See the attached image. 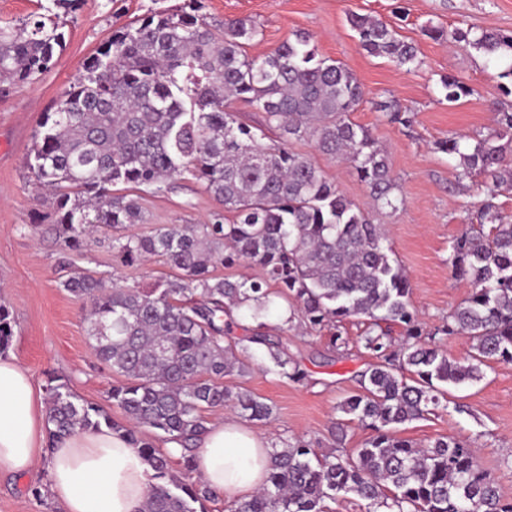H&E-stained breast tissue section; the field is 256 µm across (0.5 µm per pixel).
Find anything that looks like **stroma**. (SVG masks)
Segmentation results:
<instances>
[{"label": "stroma", "instance_id": "obj_1", "mask_svg": "<svg viewBox=\"0 0 512 512\" xmlns=\"http://www.w3.org/2000/svg\"><path fill=\"white\" fill-rule=\"evenodd\" d=\"M185 0H80L63 28L65 49L55 67L32 85L0 91V303L11 314L9 348L33 374L38 386L48 376L66 381L80 399L107 407L115 420L122 411L111 405L108 392L121 383L119 374L97 357L87 334L86 303L63 290L60 282L71 266L96 272L127 285H145L168 274L160 260L132 266L115 262L108 235L100 234L81 253L62 254L45 232L51 211L45 193L34 185L24 165L32 134L43 112L79 75L83 63L112 33L160 9L183 6ZM371 14L395 26L419 49L420 63L400 68L357 46L347 15ZM211 24L227 18H248L258 36L245 47L249 56L273 52L297 31L307 32L322 56L342 61L356 75L364 101L351 119L370 129L386 148L392 175L403 203L375 207L365 184L337 159L320 153L314 143H292L293 151L310 157L326 177L374 223L387 225L392 256L410 281V302L426 331H435L466 296L462 280L449 266L453 241L466 229L468 216L480 200L475 180L460 178L456 160L438 144L465 134L477 140L496 127L497 110L512 108V80L478 50L452 39H434L430 27L480 32H512V0H201ZM451 76L472 88L470 96L450 102L441 87ZM396 102L413 122H389L377 102ZM146 223L133 233H150L159 224H199L219 211V203L195 180H174L171 190L144 195ZM273 340L282 342L304 369L292 381L264 371L266 349L253 346L252 369L243 377L228 376L232 388H244L270 404V419L251 421L253 430L270 445L304 440L317 452L347 457L369 439L370 429L348 421L343 441L331 433L341 414L338 403L357 387V375L370 357L356 341L361 319L344 323L347 345L336 353L324 337L285 324L280 311L267 319ZM402 437L426 444L452 436L478 450L481 466L494 478L500 494L512 501V364L496 363L484 379L450 389L448 406L402 426ZM46 465L25 477H0V512H62L47 493ZM42 487L41 498L31 494Z\"/></svg>", "mask_w": 512, "mask_h": 512}]
</instances>
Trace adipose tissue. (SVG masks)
<instances>
[{"label":"adipose tissue","mask_w":512,"mask_h":512,"mask_svg":"<svg viewBox=\"0 0 512 512\" xmlns=\"http://www.w3.org/2000/svg\"><path fill=\"white\" fill-rule=\"evenodd\" d=\"M271 452L262 434L229 416L200 436L196 474L225 500L245 501L265 485ZM43 459L64 512H139L148 486L139 450L105 428L49 442L40 388L17 357L0 356V474H29Z\"/></svg>","instance_id":"ef3b65f1"}]
</instances>
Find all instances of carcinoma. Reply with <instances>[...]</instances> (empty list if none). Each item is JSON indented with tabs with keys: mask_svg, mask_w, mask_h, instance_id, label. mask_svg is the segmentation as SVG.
Here are the masks:
<instances>
[{
	"mask_svg": "<svg viewBox=\"0 0 512 512\" xmlns=\"http://www.w3.org/2000/svg\"><path fill=\"white\" fill-rule=\"evenodd\" d=\"M50 2L18 25L0 26V77L13 85L37 82L63 51L53 9L74 12L78 0ZM199 9V0H191L178 13L154 12L113 33L34 130L25 165L53 194L49 232L61 252L80 250L103 229L121 265L159 257L175 270L146 287L85 272L60 282L87 302V335L99 358L124 377L109 398L127 424L51 377L45 387L50 439L103 427L120 433L151 471L141 512H208L206 503L217 494L195 477L189 446L206 430L203 412L231 405L246 420L273 414L251 392L224 384L247 369L237 352L263 345L270 371L305 378L281 343L262 332L279 297L289 304L288 322L298 321L309 333L329 331L336 350L345 346L340 324L368 318L360 342L377 362L338 409L373 435L354 458L319 455L301 440L272 449L266 486L234 512H325L326 501L342 493L367 501L368 512H512L472 445L450 436L421 445L398 435L399 426L442 407L447 387L481 381L493 363L512 364V222L503 221L494 202L502 187L512 186V112L497 113L494 133L473 146L463 136L438 143L458 159L460 176L483 177V199L476 223L454 240L448 257L471 292L429 333L411 309L410 282L389 255L384 225L288 147L312 140L321 153L347 164L378 205L402 203L386 152L368 128L351 120L363 101L355 74L321 56L304 33L251 58L245 45L258 35L252 20L226 19L217 27ZM348 22L368 54L400 68L418 63L416 46L393 26L356 12ZM452 38L490 60H511L502 76L512 78V33L473 36L457 29ZM442 86L450 102L473 93L450 76ZM233 100L263 112V123L242 122L229 110ZM377 108L393 122H412L391 102ZM270 133L276 141L268 144ZM184 175L224 213L206 224L128 233L130 225L145 223L142 196L114 187L159 195ZM237 262L260 268L263 276L214 274ZM241 309L256 326L226 342L224 317ZM392 324L403 329L397 348ZM432 334L468 337L467 356L449 357L426 341ZM12 336L10 312L0 304V355ZM142 428L184 444L179 471Z\"/></svg>",
	"mask_w": 512,
	"mask_h": 512,
	"instance_id": "cac0c4a2",
	"label": "carcinoma"
}]
</instances>
